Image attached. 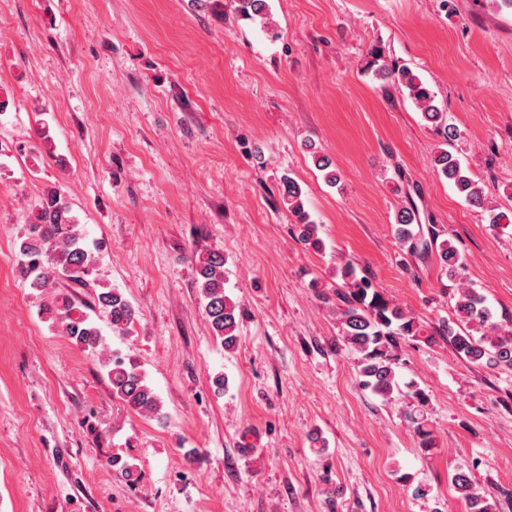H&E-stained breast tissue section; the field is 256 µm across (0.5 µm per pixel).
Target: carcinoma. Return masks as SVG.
Returning a JSON list of instances; mask_svg holds the SVG:
<instances>
[{"instance_id": "carcinoma-1", "label": "carcinoma", "mask_w": 512, "mask_h": 512, "mask_svg": "<svg viewBox=\"0 0 512 512\" xmlns=\"http://www.w3.org/2000/svg\"><path fill=\"white\" fill-rule=\"evenodd\" d=\"M244 16L267 20V0H238ZM379 72L385 79L408 90L423 111L424 118L435 128L452 137L447 113L434 104L433 93L411 71L396 63H383ZM437 173L453 184L464 201L473 207L485 203L479 182L466 175L460 161L448 150L440 149L433 159ZM284 206L295 216L301 241L320 249L318 226L309 219L302 199L300 185L290 176L281 180ZM396 235L402 246L422 258L435 256L440 269L453 280L464 278L465 262L458 249L448 239H439L432 230L423 234L419 213L414 205L399 209L396 216ZM19 277L45 299L43 310L72 343L103 359L112 396L119 398L137 413L154 416L161 410V400L138 366L131 360L106 352L101 332L90 316L79 310L71 297L55 292L59 280L83 287L95 271V259L84 241L79 221L61 190H46L36 213L20 237L18 245ZM196 280L201 289L204 310L215 338L224 349L236 347L238 305L224 291V255L210 251L195 258ZM342 287L336 289V316L344 345L358 354V370L362 387L383 398L391 396L398 387L396 370L400 367L398 354L401 342L429 343L433 335L401 306L383 296L371 279L357 275L350 263L336 270ZM92 309L107 315L112 330L123 334L137 319V310L120 291L104 288L93 299ZM454 317L439 329L448 337L456 352L468 361L490 369H512V328L503 329L494 321V314L484 298L471 288L462 287L455 296ZM405 397L411 400L409 413L419 447H436V436L424 407L428 398L414 382L405 384ZM454 487L468 506L469 512H497V506L480 495L469 474L459 472Z\"/></svg>"}]
</instances>
